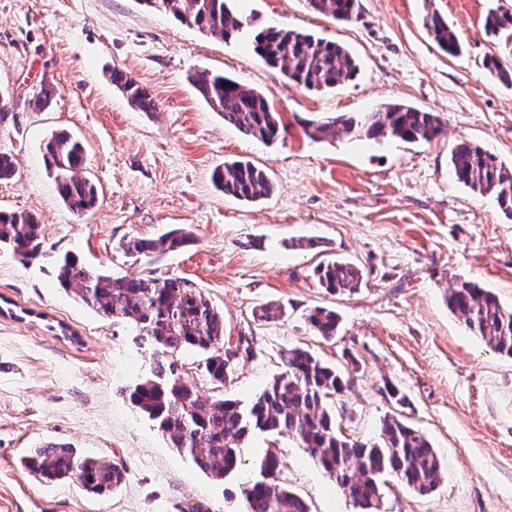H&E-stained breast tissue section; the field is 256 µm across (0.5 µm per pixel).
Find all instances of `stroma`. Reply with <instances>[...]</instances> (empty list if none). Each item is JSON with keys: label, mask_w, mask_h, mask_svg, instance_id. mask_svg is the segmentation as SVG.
Here are the masks:
<instances>
[{"label": "stroma", "mask_w": 512, "mask_h": 512, "mask_svg": "<svg viewBox=\"0 0 512 512\" xmlns=\"http://www.w3.org/2000/svg\"><path fill=\"white\" fill-rule=\"evenodd\" d=\"M235 6L247 24L224 40L142 0H0V154L18 168L0 182V211L33 214L43 235L27 262L0 248V512H180L191 500L245 512L242 484L269 450L281 461L280 484L310 512H355L289 435L254 433L246 466L221 479L172 448L125 394L149 377L151 347L122 317H101L58 288L66 253L111 275L188 282L223 313L227 340L248 338L252 357L222 385L203 354L178 352L183 379L204 399L249 404L299 347L353 377L333 404L345 436L373 438L386 414L401 411L431 440L443 479L421 496L387 477L383 512H512V359L445 301L467 279L512 307V220L448 165L452 148L470 141L512 167V87L484 66L491 55L512 66V36L483 28L490 9L512 0H360L350 23L310 12L305 0ZM429 10L447 17L457 54L423 28ZM271 25L343 45L355 76L328 90L288 80L252 50ZM115 68L149 91L157 111L130 107L109 79ZM201 70L269 94L283 126L276 143L225 125L193 85ZM44 87L55 95L39 108ZM391 103L438 114L443 133L416 143L305 133V120ZM62 130L82 142L99 193L83 217L65 206L43 160V141ZM232 160L264 170L270 195L248 202L219 191L212 173ZM175 229L192 238L184 250L131 257L121 248ZM336 259L362 269L356 293L321 288L316 267ZM268 303L285 315L257 319ZM317 307L341 316L333 341L309 328ZM48 441L124 467V483L94 495L75 480H35L20 459Z\"/></svg>", "instance_id": "1"}]
</instances>
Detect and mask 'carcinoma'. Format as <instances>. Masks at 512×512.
Wrapping results in <instances>:
<instances>
[{"label": "carcinoma", "instance_id": "obj_1", "mask_svg": "<svg viewBox=\"0 0 512 512\" xmlns=\"http://www.w3.org/2000/svg\"><path fill=\"white\" fill-rule=\"evenodd\" d=\"M142 2L188 27L226 40L238 36L245 26L233 0ZM306 5L336 22L358 17L359 0H306ZM422 23L444 52H455L458 41L447 19L429 11ZM484 30L491 34L512 31V9L488 11ZM253 51L266 65L308 88H334L357 71L342 45L295 29L264 28L254 36ZM485 67L512 86V68L497 57L486 58ZM109 79L132 108L156 110L152 96L126 72L114 68ZM193 82L204 101L220 112L224 123L244 136L263 143L279 137L280 120L265 94L206 70L197 72ZM306 127L314 138L333 137L344 130L368 140L393 137L429 142L440 134L442 123L433 112L397 103L358 116L341 113L311 119ZM44 158L66 205L80 215L92 210L97 189L83 174L82 144L66 131L56 132L44 142ZM450 171L470 190L491 195L500 211L512 220V170L494 154L476 143L462 141L451 150ZM213 180L224 193L245 201L261 199L271 192L267 175L246 161L224 162V167L215 170ZM190 242L188 235L173 230L156 238L132 236L122 248L132 255H162ZM41 243L42 227L33 215L0 212V246L8 245L15 255L28 260L38 256ZM316 274L321 286L332 294L355 293L363 283L362 270L344 260L322 265ZM56 281L100 316L125 318L155 347L151 377L129 390V400L157 423L174 447L187 453L212 477L222 479L240 470L245 465L242 444L258 431L269 436L284 432L292 436L358 512H381L382 478L386 475L396 477L421 496L432 493L440 484L442 464L431 441L397 417L385 416L374 440L349 439L339 433L329 402L350 382L305 349L288 350L285 373L244 407L231 399L201 400L194 386L182 379L176 354L183 349L207 354L206 371L213 382L222 385L234 364L251 357L252 348L245 337L233 347L224 344L223 314L187 282L150 274L110 276L68 253L57 263ZM446 301L460 324L488 348L512 359V308H504L494 294L469 280L450 289ZM307 321L326 341L336 337L340 326L338 313L324 307L311 310ZM257 464L260 472L271 479L245 483L242 495L247 512H309L301 498L278 482L280 462L274 452H266ZM21 465L40 482L75 478L96 495L117 489L125 480L124 468L82 458L74 448L55 442L31 449Z\"/></svg>", "mask_w": 512, "mask_h": 512}]
</instances>
